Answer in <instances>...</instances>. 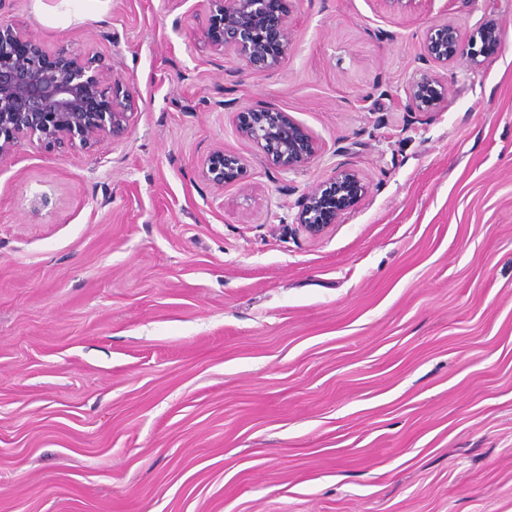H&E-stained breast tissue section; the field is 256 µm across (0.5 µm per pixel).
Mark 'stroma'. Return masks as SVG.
Listing matches in <instances>:
<instances>
[{"label":"stroma","mask_w":512,"mask_h":512,"mask_svg":"<svg viewBox=\"0 0 512 512\" xmlns=\"http://www.w3.org/2000/svg\"><path fill=\"white\" fill-rule=\"evenodd\" d=\"M0 14L135 87L125 138L0 161V512H512V0H302L270 71L197 39L198 0ZM488 18L403 112L427 29ZM224 99L318 152L273 165ZM339 168L362 202L297 232ZM246 171L241 159L224 154L223 148L212 150L199 167L201 178L217 188L241 180Z\"/></svg>","instance_id":"35a3bbf8"}]
</instances>
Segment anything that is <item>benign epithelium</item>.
<instances>
[{
  "label": "benign epithelium",
  "instance_id": "benign-epithelium-1",
  "mask_svg": "<svg viewBox=\"0 0 512 512\" xmlns=\"http://www.w3.org/2000/svg\"><path fill=\"white\" fill-rule=\"evenodd\" d=\"M207 24L197 37L217 55L233 53L252 71L279 65L281 57L266 51L267 36L277 34L281 52L290 44V31L301 0H201ZM498 44L497 23L488 20L465 37L446 20L431 26L418 60L423 67L405 91V112H437L448 92L440 70L462 58L481 64L483 50L476 42ZM133 80L113 73L94 57L51 51L13 21L0 15V160L27 145L51 149L63 145L90 148L104 139L119 140L131 129ZM240 135L256 144L275 165L288 170L304 167L317 152L315 138L288 113L267 103L236 111ZM241 159L212 150L199 167L201 178L222 188L242 179ZM365 186L354 169H338L326 181L308 190L295 217L298 229L317 238L329 230L344 211L355 208Z\"/></svg>",
  "mask_w": 512,
  "mask_h": 512
}]
</instances>
